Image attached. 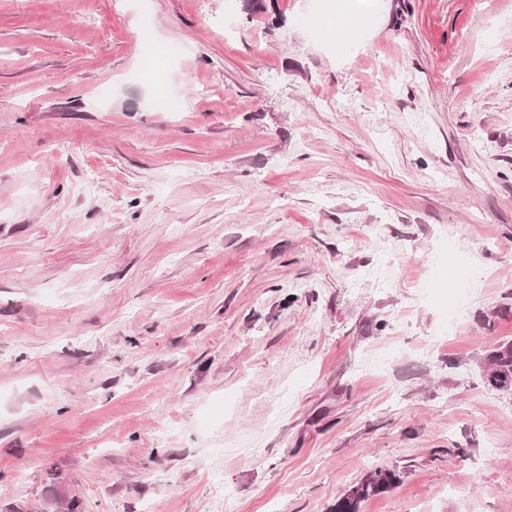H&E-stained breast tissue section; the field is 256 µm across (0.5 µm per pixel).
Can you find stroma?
I'll return each instance as SVG.
<instances>
[{
    "mask_svg": "<svg viewBox=\"0 0 512 512\" xmlns=\"http://www.w3.org/2000/svg\"><path fill=\"white\" fill-rule=\"evenodd\" d=\"M262 3L0 0V512H512V0ZM486 382L496 389H512V343L493 346L487 353ZM399 479L394 470L378 469L360 482L353 484L345 493L336 498L332 512H361V503L370 496L389 490Z\"/></svg>",
    "mask_w": 512,
    "mask_h": 512,
    "instance_id": "stroma-1",
    "label": "stroma"
}]
</instances>
